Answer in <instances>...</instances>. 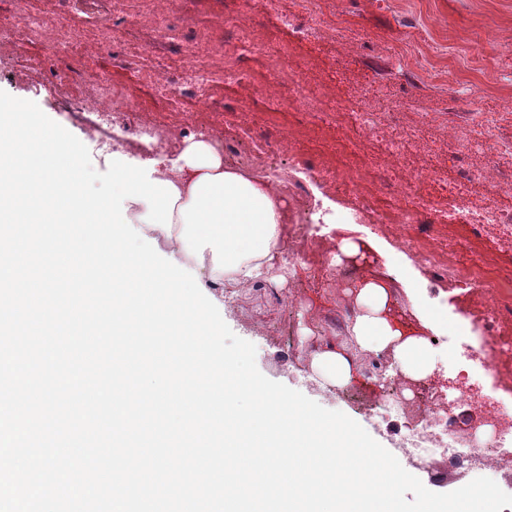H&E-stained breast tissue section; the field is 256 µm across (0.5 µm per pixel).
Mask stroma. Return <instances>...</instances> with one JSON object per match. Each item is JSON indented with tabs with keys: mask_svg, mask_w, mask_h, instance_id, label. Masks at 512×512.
<instances>
[{
	"mask_svg": "<svg viewBox=\"0 0 512 512\" xmlns=\"http://www.w3.org/2000/svg\"><path fill=\"white\" fill-rule=\"evenodd\" d=\"M234 6L256 32L259 49L248 58L250 69L259 70L268 52L290 45V61L303 66L308 90L340 104L356 98L368 84H386L400 125L424 129L425 136L408 167H390L374 155L351 156L363 183L376 190L378 206L393 205L395 186L412 171L437 163L444 165L445 172L426 185L430 197L462 185L465 171L472 168L491 169L495 180L504 181L491 152L464 153L452 160L448 142L464 129L478 133L481 109L512 98V0H328L323 28L331 38L307 42L295 41L282 22L283 16L303 15V0H276L272 10L262 0H234ZM223 14L224 0H177L170 18L178 24L196 23L219 31ZM8 52L15 67L11 74L0 75V90L35 100L47 117L85 142L93 167L106 171L109 163L100 142L65 111L33 96L27 62L35 46L21 38ZM103 76L125 87L141 108H157L151 89L138 84L132 71L115 67L106 57L89 74L93 80ZM209 95L245 113L237 140L229 142L223 155L228 164L250 168L258 176H266L267 171L249 163L252 147L265 150L272 163L284 167L289 160L277 151L281 131H293L312 154L324 138L323 133L298 125L290 108L269 120L260 87L224 84L212 87ZM355 204L354 195L345 194L333 197L319 210L322 220L333 225L336 239H372V247L355 263L333 268L324 277L316 276L311 266L297 265L284 287L266 281L245 288H217L213 294L224 306L225 323L255 345L256 365L264 376L355 420L401 457L404 468L427 489L437 493L456 490L480 477L481 469L467 463L449 467L441 459L425 463L404 448L409 424L420 420L427 407L424 383L403 381V388L410 392L403 411L385 412L379 408V396L389 371L388 357L353 351L356 378L343 388L331 386L312 372L315 350L347 340L344 315L350 305L349 284L362 274L389 271L403 283L397 292L399 318L417 324L413 309L418 306L437 322L434 336L439 344L434 348L432 379L442 385L443 398L454 397L447 383L458 370L466 369L489 402L512 401L462 346L471 329L470 318L482 308L483 297L441 282L413 254L397 246L394 233H371L365 223L355 220ZM416 233L424 239L461 243V257L487 258L495 267L512 271V233L485 228L475 235L466 224H420Z\"/></svg>",
	"mask_w": 512,
	"mask_h": 512,
	"instance_id": "35a3bbf8",
	"label": "stroma"
}]
</instances>
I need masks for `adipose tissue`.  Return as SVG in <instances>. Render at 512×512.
Listing matches in <instances>:
<instances>
[{
    "instance_id": "obj_1",
    "label": "adipose tissue",
    "mask_w": 512,
    "mask_h": 512,
    "mask_svg": "<svg viewBox=\"0 0 512 512\" xmlns=\"http://www.w3.org/2000/svg\"><path fill=\"white\" fill-rule=\"evenodd\" d=\"M155 178L173 183L180 193L170 230L143 225L142 238L166 240L173 253L188 259L203 286L243 287L275 271H285L288 209L277 187L243 168L225 164L211 138L183 140L177 156L158 162ZM345 314L350 346H326L312 355V369L335 387L354 374L349 347L389 356L393 372L424 380L435 361L421 319L411 328L393 314L395 285L390 276L364 274L354 280Z\"/></svg>"
}]
</instances>
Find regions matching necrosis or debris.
<instances>
[{
    "label": "necrosis or debris",
    "instance_id": "1",
    "mask_svg": "<svg viewBox=\"0 0 512 512\" xmlns=\"http://www.w3.org/2000/svg\"><path fill=\"white\" fill-rule=\"evenodd\" d=\"M0 10L11 13V22L0 25V73L12 63L7 50L18 35L40 48L30 64L31 73L42 75V87L73 120L97 128H112L127 119L136 106L131 97L110 80L85 86L84 77L94 65L98 51L106 49L113 60L127 69L137 66L135 53L114 51V29L118 22L138 20L147 28V47L156 56V67L141 74L143 82L156 85L168 100L192 98L201 108L189 123L190 132L217 135L231 130L227 113L207 95L212 85L231 81L242 83L250 73L244 57L254 46L253 30L241 13L234 9L224 14V39H217L210 28L198 25L177 26L168 22L159 0H58L55 17H47L22 7L20 0H0ZM267 81L273 91L266 99V109L280 111L284 105L300 109L303 124L336 130L353 144L377 141L383 152L396 162L409 159L423 137L420 129H407L390 122L393 98L384 86H366L360 97L337 107L326 106L316 94L307 92L302 68L288 62L287 49H279L266 58ZM512 110V102L485 109L478 135L460 134L449 148V156L493 149L498 166L512 168V141L497 135L500 117ZM294 166L302 182L322 183L339 191L355 193L359 213L375 231L387 225L407 227L413 224H454L464 222L477 227L498 225L512 230V206L501 198L508 189L492 185L486 170L472 169L466 180L482 188L486 202L476 209L464 207L452 196L424 199L421 178L401 186L399 204L393 213L373 208L367 197L359 195L357 174L341 170L315 157L298 154ZM288 234L296 243L292 257L306 260L313 245L328 241L333 235L329 225L306 213L303 204H295L289 215ZM404 247L418 251L425 266L440 280L452 286L480 292L486 299L475 318L473 347L485 371L497 377H512V336L501 328L512 316V279L491 272L472 261H450L445 249L421 248L412 237H403ZM415 453L425 461L435 458L466 461L478 458L484 468L499 471L512 467V456L496 444H478L448 430L442 410L430 407L428 413L409 428Z\"/></svg>",
    "mask_w": 512,
    "mask_h": 512
}]
</instances>
